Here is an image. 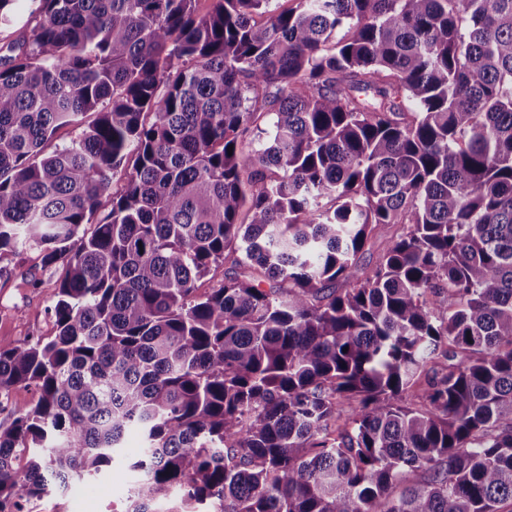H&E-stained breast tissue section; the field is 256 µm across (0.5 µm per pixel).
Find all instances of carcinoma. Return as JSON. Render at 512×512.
Instances as JSON below:
<instances>
[{
    "instance_id": "1",
    "label": "carcinoma",
    "mask_w": 512,
    "mask_h": 512,
    "mask_svg": "<svg viewBox=\"0 0 512 512\" xmlns=\"http://www.w3.org/2000/svg\"><path fill=\"white\" fill-rule=\"evenodd\" d=\"M38 2L0 258L62 276L0 344V512L132 426L127 512H512V0ZM36 399L37 393L34 388L25 387L24 385L16 386L11 390L7 401L5 400L2 405L0 420L19 407L30 406Z\"/></svg>"
}]
</instances>
